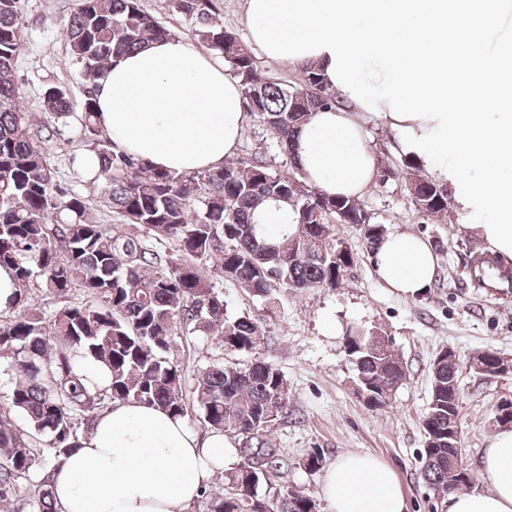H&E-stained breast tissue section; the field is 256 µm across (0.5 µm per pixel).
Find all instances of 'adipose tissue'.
<instances>
[{"label": "adipose tissue", "mask_w": 512, "mask_h": 512, "mask_svg": "<svg viewBox=\"0 0 512 512\" xmlns=\"http://www.w3.org/2000/svg\"><path fill=\"white\" fill-rule=\"evenodd\" d=\"M249 38L277 62L317 65L328 86L400 130L418 163L448 180L489 253L512 259V0H245ZM99 123L119 148L177 174L231 157L246 121L241 87L191 42L167 35L112 63L99 81ZM306 182L359 197L376 174L361 120L323 109L294 145ZM372 263L408 296L434 280L420 235L391 232ZM232 439L193 431L136 402L103 412L54 478L59 512H189ZM486 489L449 494L446 512H512V429L481 458ZM329 512H406L394 472L349 453L324 473Z\"/></svg>", "instance_id": "obj_1"}]
</instances>
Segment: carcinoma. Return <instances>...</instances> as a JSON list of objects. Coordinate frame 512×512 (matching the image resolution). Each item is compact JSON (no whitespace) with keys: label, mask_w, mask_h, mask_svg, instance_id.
<instances>
[{"label":"carcinoma","mask_w":512,"mask_h":512,"mask_svg":"<svg viewBox=\"0 0 512 512\" xmlns=\"http://www.w3.org/2000/svg\"><path fill=\"white\" fill-rule=\"evenodd\" d=\"M173 5L209 49L224 57L239 80L246 111L289 156L292 171H273L260 152L215 170L175 174L116 149L96 114L98 81L111 63L167 31L141 0H76L63 34L69 56L80 66V132L94 154L101 191L64 198L48 163L56 128L33 127L16 76L26 0H0V267L12 271L17 285L11 306L0 311V359L12 375L13 409L0 412V507L12 501L20 481L37 474L32 512H56L50 491L56 470L101 412L134 401L248 442L238 449L240 467L206 496V512L320 509L313 496L296 490L258 492L287 465L267 437L288 411L285 376L262 361L213 363L198 373L189 399L173 349L184 335L210 336L238 353L261 346L263 326L245 312L227 313L213 274L265 301L278 288L339 287L354 257L349 250L337 255L343 242L336 225L368 224L371 251L387 229L371 223L360 200L308 186L295 165L292 141L299 128L324 108L347 106L328 93L319 69L303 68L294 85L276 82L219 23L214 0ZM44 107L57 121L68 118V93L49 88ZM403 166L415 208L427 216L448 212V185L426 176L410 158ZM282 204L293 223L272 234L264 213ZM100 207L116 210L120 223H99ZM148 237L169 248L147 245ZM77 290L88 301L70 302ZM36 291L62 306L45 316L35 304ZM346 349L356 382L376 397L375 408L391 405L405 378L392 339L382 329L358 328L346 336ZM78 353L106 366L105 388L89 392L74 366ZM457 376L456 365L434 364L422 420L420 478L438 496L467 486L452 476L463 455L448 446V382ZM16 414L28 431L16 426ZM33 436L46 438L49 454L35 449Z\"/></svg>","instance_id":"obj_1"}]
</instances>
